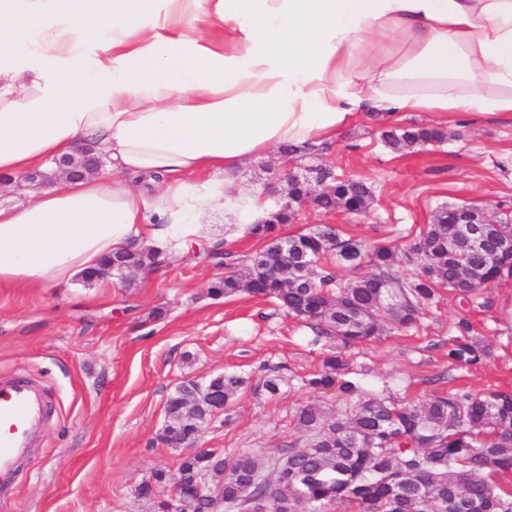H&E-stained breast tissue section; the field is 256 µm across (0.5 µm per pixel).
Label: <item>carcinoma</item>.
Listing matches in <instances>:
<instances>
[{"label":"carcinoma","mask_w":512,"mask_h":512,"mask_svg":"<svg viewBox=\"0 0 512 512\" xmlns=\"http://www.w3.org/2000/svg\"><path fill=\"white\" fill-rule=\"evenodd\" d=\"M394 150L411 149L447 137L439 127H403L381 131ZM288 204L266 224L250 227L248 235L263 246L245 259L246 271H230L213 281V297L249 295L273 301L279 309L302 320L315 341L329 342L319 371L304 380L315 391L332 397L325 411L308 403L294 415L297 436L273 458L248 452L196 453L185 456L170 474L154 471L138 488L150 512H201L196 474L210 473L224 508L236 507L241 488L255 476L273 481L256 487L270 500V512H309L310 505L343 503L350 512H512V393L483 395L460 388L432 394L418 406L392 393L365 390L343 359V350L379 338L386 330L415 325L420 310L446 289L465 296L478 285L512 276V254L492 257L487 251L448 250L453 224L448 209H438L415 243L398 251L388 245L367 247L354 236L342 235L331 224L290 236L288 267L278 264L284 236L278 226L288 223L292 205L310 200L325 211L341 208L360 214L372 194L360 180H338L336 189L307 193L298 182L287 188ZM335 255L353 269L368 271L338 281L316 270L323 258ZM167 260L160 251L129 250L106 258L102 268L85 281L107 273L151 269ZM414 265L408 276L403 267ZM460 336L448 346V362L476 364L486 347L469 336L470 324H458ZM246 379L217 374L209 387L229 407ZM166 423L157 441L167 445L194 444L209 407L200 402L189 382L169 396ZM179 479L178 503L162 490Z\"/></svg>","instance_id":"1"}]
</instances>
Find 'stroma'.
Instances as JSON below:
<instances>
[{"instance_id": "obj_1", "label": "stroma", "mask_w": 512, "mask_h": 512, "mask_svg": "<svg viewBox=\"0 0 512 512\" xmlns=\"http://www.w3.org/2000/svg\"><path fill=\"white\" fill-rule=\"evenodd\" d=\"M403 123L442 127L448 137L397 151L382 142L378 121L359 119L317 158L336 176L370 187L367 213L326 212L307 202L284 233L331 224L365 245L402 250L445 205L469 204L496 220L512 216V119L413 112ZM279 172L277 157L260 158L236 182L244 194L264 196ZM224 272L190 252L121 279L0 288V377L31 375L56 402L30 463L33 476L15 489L11 512H149L137 486L154 470L175 471L185 454L156 440L166 401L184 381L224 371L247 377L232 406L202 427L200 447L228 453L273 456L296 435L297 407L328 405L304 384L322 361L311 330L274 303L209 296ZM462 320L490 347L473 366L447 358ZM345 358L367 391L388 390L416 404L450 387L512 391V277L467 300L441 293L412 330L358 344ZM270 367L287 379L276 397L260 384Z\"/></svg>"}]
</instances>
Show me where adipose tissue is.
<instances>
[{
  "mask_svg": "<svg viewBox=\"0 0 512 512\" xmlns=\"http://www.w3.org/2000/svg\"><path fill=\"white\" fill-rule=\"evenodd\" d=\"M405 112L512 117V0H0V176L108 159L0 206V285L67 288L134 245L209 253L215 206L242 234L272 211L232 195L245 160Z\"/></svg>",
  "mask_w": 512,
  "mask_h": 512,
  "instance_id": "ef3b65f1",
  "label": "adipose tissue"
}]
</instances>
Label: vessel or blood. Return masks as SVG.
I'll return each mask as SVG.
<instances>
[{
	"label": "vessel or blood",
	"instance_id": "b4317fda",
	"mask_svg": "<svg viewBox=\"0 0 512 512\" xmlns=\"http://www.w3.org/2000/svg\"><path fill=\"white\" fill-rule=\"evenodd\" d=\"M54 408V397L28 375L0 377V505L38 448Z\"/></svg>",
	"mask_w": 512,
	"mask_h": 512
}]
</instances>
